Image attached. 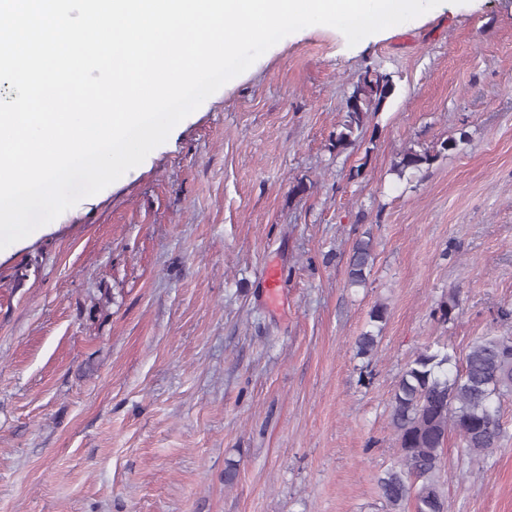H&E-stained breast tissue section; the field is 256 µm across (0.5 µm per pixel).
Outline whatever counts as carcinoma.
<instances>
[{"mask_svg":"<svg viewBox=\"0 0 512 512\" xmlns=\"http://www.w3.org/2000/svg\"><path fill=\"white\" fill-rule=\"evenodd\" d=\"M395 86L387 73L366 70L353 83L346 101L341 130L330 139V150L338 153L353 145L369 118L392 96ZM457 146L444 141L441 148L403 150L394 161L391 173L402 180L409 172L428 168L442 152ZM371 239L355 242L349 260V285L364 283L374 264ZM437 314L443 322L459 314L455 296L439 304ZM378 335L365 332L358 338L357 355L370 356ZM512 395V336L476 337L462 359L456 351L439 341L426 344L407 362L399 376L389 403V425L399 451L396 465L378 478L381 497L400 512L408 503L414 512H445L442 488V453L448 436L454 434L465 455L480 462L501 447L504 425L501 400Z\"/></svg>","mask_w":512,"mask_h":512,"instance_id":"1","label":"carcinoma"}]
</instances>
